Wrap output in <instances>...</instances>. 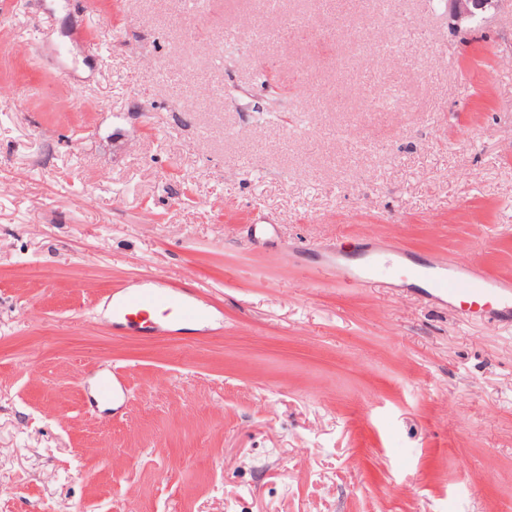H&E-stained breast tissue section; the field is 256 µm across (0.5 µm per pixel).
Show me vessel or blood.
I'll return each instance as SVG.
<instances>
[{"mask_svg":"<svg viewBox=\"0 0 512 512\" xmlns=\"http://www.w3.org/2000/svg\"><path fill=\"white\" fill-rule=\"evenodd\" d=\"M432 288L438 299L457 310L478 316L497 317L512 311V283L492 279L478 270L457 276H437ZM171 312L172 322L194 320L200 310L192 302L176 297L165 288H142L119 293L112 301V322L115 326H136L145 336L160 332L153 316L157 309Z\"/></svg>","mask_w":512,"mask_h":512,"instance_id":"b4317fda","label":"vessel or blood"}]
</instances>
